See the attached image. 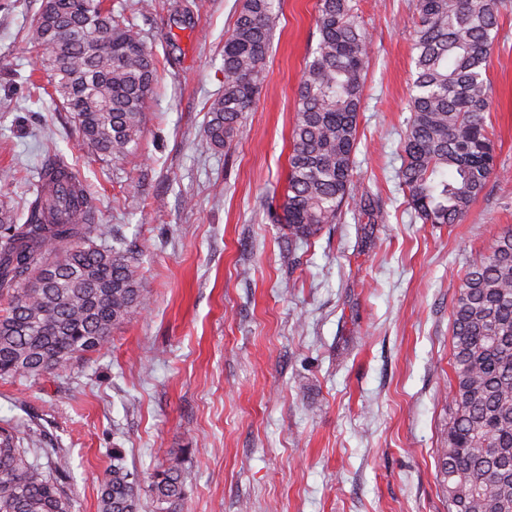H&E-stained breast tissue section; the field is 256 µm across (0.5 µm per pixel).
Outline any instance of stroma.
<instances>
[{"mask_svg": "<svg viewBox=\"0 0 512 512\" xmlns=\"http://www.w3.org/2000/svg\"><path fill=\"white\" fill-rule=\"evenodd\" d=\"M153 47L158 80L133 154L99 158L27 43L42 0H0V203L23 207L47 152L84 179L149 297L100 351L39 380L0 378V427L66 473L75 512H99L123 449L153 512L170 454L182 512H447L452 299L468 264L512 227V4L488 77L498 173L460 224H425L398 185L410 118L415 0H356L371 47L354 176L370 206L306 245L271 216L286 186L317 0H279L264 81L240 135L204 136L242 0H105ZM150 491L157 512H180L187 488L185 471L179 457H171L167 465L153 472Z\"/></svg>", "mask_w": 512, "mask_h": 512, "instance_id": "stroma-1", "label": "stroma"}]
</instances>
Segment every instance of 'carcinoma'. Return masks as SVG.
Listing matches in <instances>:
<instances>
[{
	"label": "carcinoma",
	"mask_w": 512,
	"mask_h": 512,
	"mask_svg": "<svg viewBox=\"0 0 512 512\" xmlns=\"http://www.w3.org/2000/svg\"><path fill=\"white\" fill-rule=\"evenodd\" d=\"M104 0H43L28 34L47 57L54 94L83 142L120 158L138 146L156 58ZM275 0H243L224 41V91L210 103L207 143L240 132L269 52ZM503 0H416L411 32L416 78L403 138L399 186L425 224H459L498 173L486 114L487 65ZM316 47L297 90L287 191L288 242H308L344 211L366 206L354 152L369 45L354 0H318ZM19 211L0 207V376L35 378L98 352L112 329L146 305L138 268L98 224V209L63 163L47 168ZM453 374L448 447L439 475L448 512H512V229L465 270L450 315ZM13 429L0 428V512H73L57 478L29 460ZM100 512H139V485L112 449ZM156 512H180L187 496L174 456L151 476Z\"/></svg>",
	"instance_id": "1"
}]
</instances>
